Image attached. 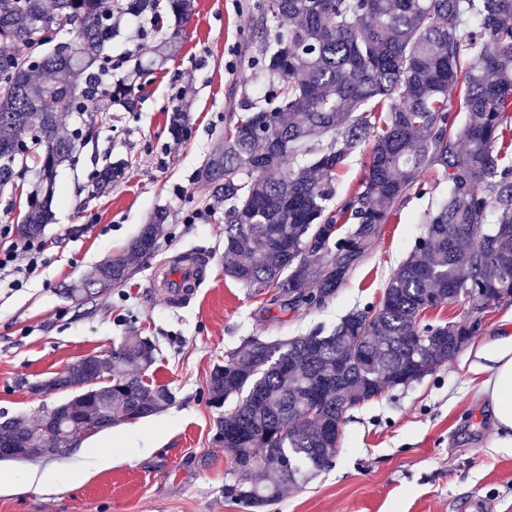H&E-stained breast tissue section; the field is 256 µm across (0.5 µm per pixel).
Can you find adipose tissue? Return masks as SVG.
Masks as SVG:
<instances>
[{
	"label": "adipose tissue",
	"mask_w": 512,
	"mask_h": 512,
	"mask_svg": "<svg viewBox=\"0 0 512 512\" xmlns=\"http://www.w3.org/2000/svg\"><path fill=\"white\" fill-rule=\"evenodd\" d=\"M485 378L479 392L490 405L501 447L512 446V333L498 337L478 354Z\"/></svg>",
	"instance_id": "ef3b65f1"
}]
</instances>
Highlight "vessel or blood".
<instances>
[{
    "label": "vessel or blood",
    "instance_id": "vessel-or-blood-1",
    "mask_svg": "<svg viewBox=\"0 0 512 512\" xmlns=\"http://www.w3.org/2000/svg\"><path fill=\"white\" fill-rule=\"evenodd\" d=\"M212 262L213 259L209 256L172 260L168 267L153 271L150 285L160 289L169 307H178L208 281Z\"/></svg>",
    "mask_w": 512,
    "mask_h": 512
}]
</instances>
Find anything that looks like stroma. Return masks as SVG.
Instances as JSON below:
<instances>
[{
    "instance_id": "stroma-1",
    "label": "stroma",
    "mask_w": 512,
    "mask_h": 512,
    "mask_svg": "<svg viewBox=\"0 0 512 512\" xmlns=\"http://www.w3.org/2000/svg\"><path fill=\"white\" fill-rule=\"evenodd\" d=\"M245 2L195 0L180 53L145 86L134 110L62 116L64 130L88 125L92 135L77 164L58 170L38 270L17 273L22 257L0 270V416L37 423L42 406L71 394H38L32 383L84 356H105L135 333L160 347L154 376L176 401L155 416L80 436L68 457L10 461L20 477L47 473L53 488L0 495V512H249L224 498L231 455L212 441L217 413L207 403L206 380L213 365L246 337L296 336L378 304L423 217L448 193L440 174L425 172L428 193L404 199L367 262L323 308L283 312L271 304V292L254 293L226 276L233 258L224 252L223 210L205 206L208 181L224 178L216 161L241 103L271 90L247 63L258 43ZM171 32L126 14L108 52L116 59L144 52ZM179 91L191 104V129L178 142L167 115ZM109 161L123 162L124 176L95 192L92 176ZM158 207L168 212L158 250L130 281L80 304L60 296L62 285L119 255ZM184 250L210 253L220 265L185 307L172 309L148 281L156 266ZM509 331L512 303L491 306L481 333L434 374L349 410L333 467L286 488L266 512H512V447L497 445L474 369L478 350ZM99 452L110 453L112 464L90 470Z\"/></svg>"
}]
</instances>
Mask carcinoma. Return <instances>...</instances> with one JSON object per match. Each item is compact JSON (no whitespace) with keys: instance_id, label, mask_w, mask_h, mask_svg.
<instances>
[{"instance_id":"1","label":"carcinoma","mask_w":512,"mask_h":512,"mask_svg":"<svg viewBox=\"0 0 512 512\" xmlns=\"http://www.w3.org/2000/svg\"><path fill=\"white\" fill-rule=\"evenodd\" d=\"M247 7L261 39L253 60L273 86L260 105L246 102L224 130V184L208 208L224 206L226 275L246 288L271 289V304L321 308L367 260L383 225L408 193H428L435 170L448 197L423 220L412 251L391 275L378 305L353 310L335 326L302 336L244 339L207 379L208 403L229 406L213 442L232 454L224 498L262 512L285 485H300L335 462L345 413L434 373L478 335L473 320L512 303V0H261ZM189 18L194 0H0V192L32 160L38 178L19 229L29 238L53 220L60 166H73L90 132L61 129L63 112H103L100 101L132 109L149 76L176 52L180 29L136 55L133 74L112 80V13ZM288 19V30L271 26ZM69 26L74 37L57 40ZM63 73L66 81L43 79ZM462 121H457L458 116ZM190 129L176 105L175 141ZM369 146L358 189L338 199L334 176ZM123 175L109 163L93 175L98 192ZM167 219L159 209L123 253L91 276L66 284L73 302L127 283L158 249ZM482 288L476 295L473 290ZM462 304L446 322L426 312ZM160 349L132 335L104 358L68 366L74 396L53 438L73 443L82 421L107 412L149 418L175 394L155 382ZM108 367L112 381L100 377ZM46 422L0 419V441L44 454Z\"/></svg>"}]
</instances>
